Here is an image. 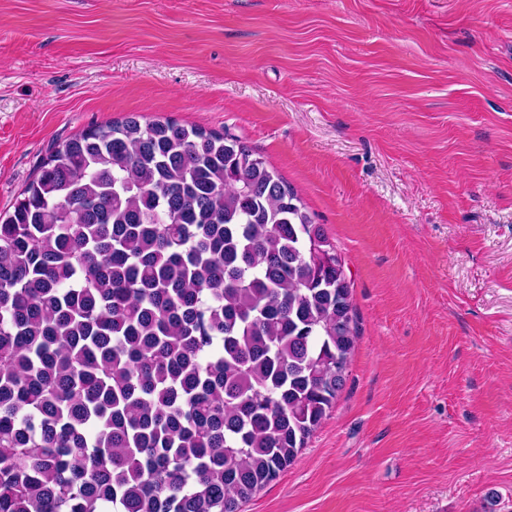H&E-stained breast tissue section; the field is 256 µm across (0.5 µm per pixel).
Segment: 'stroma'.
<instances>
[{"instance_id":"1","label":"stroma","mask_w":512,"mask_h":512,"mask_svg":"<svg viewBox=\"0 0 512 512\" xmlns=\"http://www.w3.org/2000/svg\"><path fill=\"white\" fill-rule=\"evenodd\" d=\"M132 114L250 146L353 284L345 387L240 512H512V0H0V213Z\"/></svg>"}]
</instances>
